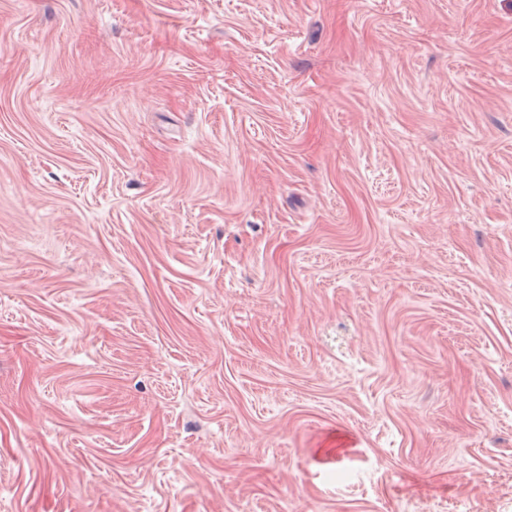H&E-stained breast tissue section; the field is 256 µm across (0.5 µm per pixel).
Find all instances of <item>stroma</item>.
Segmentation results:
<instances>
[{
    "label": "stroma",
    "instance_id": "1",
    "mask_svg": "<svg viewBox=\"0 0 512 512\" xmlns=\"http://www.w3.org/2000/svg\"><path fill=\"white\" fill-rule=\"evenodd\" d=\"M0 512H512V0H0Z\"/></svg>",
    "mask_w": 512,
    "mask_h": 512
}]
</instances>
